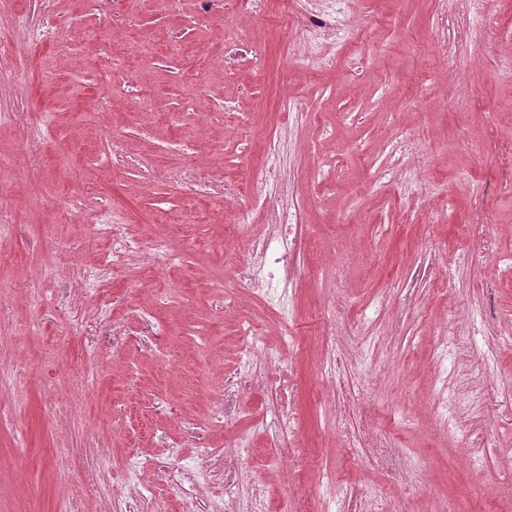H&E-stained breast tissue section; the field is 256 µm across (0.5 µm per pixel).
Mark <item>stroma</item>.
Segmentation results:
<instances>
[{
    "label": "stroma",
    "instance_id": "stroma-1",
    "mask_svg": "<svg viewBox=\"0 0 512 512\" xmlns=\"http://www.w3.org/2000/svg\"><path fill=\"white\" fill-rule=\"evenodd\" d=\"M279 2L263 22L244 0L207 11L200 0H57L56 37L73 41L79 64L50 43L10 44L32 77L0 86V105L29 111L25 126L0 119V155H17V229L0 233L11 259L0 301L15 305L0 319V512H220L228 499L236 512H512V276L464 255L480 201L512 256L499 169L512 150V0L481 12L469 0H351L332 65L311 69L289 60ZM230 32L256 51L232 71ZM364 35L374 47L361 64L351 47ZM117 62L138 70L135 88L113 87ZM283 89L305 112L283 114ZM132 96L141 112L128 110ZM198 101L203 126L188 114ZM392 127L429 158L427 215L403 208L418 185L389 175L403 167ZM30 136L41 161L16 152ZM270 140L268 193L287 175L320 263L287 297V318L234 288L244 255L233 226L261 221L252 179ZM185 167L199 184L227 173L238 202L180 186ZM113 209L135 239L166 235L178 260L114 268L107 287L72 299L55 271L111 250L90 226ZM429 264L442 287L419 277ZM146 306L158 334L131 320ZM101 310L129 319L126 335L94 320ZM246 346L294 364L305 453L272 440L270 390L233 392L223 413L209 404V386L244 370ZM445 409L482 447L443 430ZM239 440L229 483L224 448ZM403 465L418 472L415 489L404 490ZM130 475L145 489L135 501Z\"/></svg>",
    "mask_w": 512,
    "mask_h": 512
}]
</instances>
